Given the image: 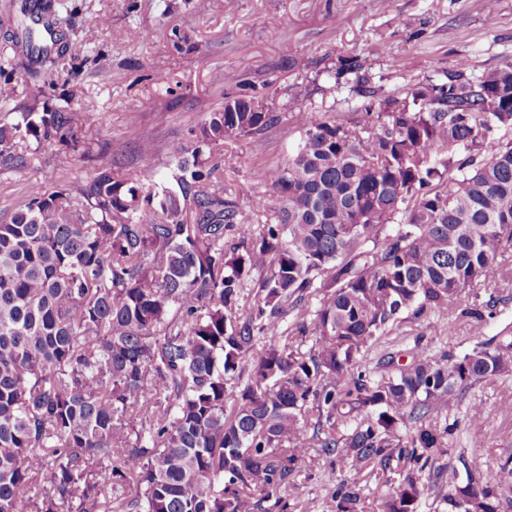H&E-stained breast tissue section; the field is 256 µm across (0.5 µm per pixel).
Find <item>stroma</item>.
<instances>
[{"mask_svg":"<svg viewBox=\"0 0 512 512\" xmlns=\"http://www.w3.org/2000/svg\"><path fill=\"white\" fill-rule=\"evenodd\" d=\"M21 5L22 0H0V65L35 72L17 103L54 77L57 99H71L80 108L86 135L110 143L123 162H136L142 140L154 142L152 161L140 166L148 186L167 178L169 141L238 84L252 85L278 108L300 107L318 117L359 105L356 95L326 74L337 57L349 53L360 55L372 83L387 90L436 75L463 57L477 74L512 63V0H497L491 14L483 0H57L54 29L67 54L51 74L27 51ZM101 15L110 17V25H96ZM134 27L144 31L142 40L126 39ZM378 44L402 57L404 68L393 69L388 56L373 54ZM301 137L286 120L263 134L225 142L217 153L225 187L244 204L265 192ZM90 172L79 155L48 145L27 169H0V223L21 208L31 182L58 190ZM497 264L494 276L465 289L448 309L404 316L365 355L363 369L374 370L383 353L417 342L436 356L470 351L476 339L460 311L475 298L494 304L486 335L512 327V248ZM442 321L451 324V332L439 331ZM475 402L482 404L486 421L480 428L461 423L453 446L494 480L499 461L512 456V374L474 385L462 403ZM338 479L328 459L310 454L285 493L288 512H332Z\"/></svg>","mask_w":512,"mask_h":512,"instance_id":"35a3bbf8","label":"stroma"}]
</instances>
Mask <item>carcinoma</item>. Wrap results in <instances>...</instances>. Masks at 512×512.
Here are the masks:
<instances>
[{
  "instance_id": "carcinoma-1",
  "label": "carcinoma",
  "mask_w": 512,
  "mask_h": 512,
  "mask_svg": "<svg viewBox=\"0 0 512 512\" xmlns=\"http://www.w3.org/2000/svg\"><path fill=\"white\" fill-rule=\"evenodd\" d=\"M52 10L21 5L50 33ZM25 31L30 54L66 55ZM363 70L353 55L326 70L357 113L292 110L303 141L250 200L272 224L245 222L214 157L282 122L255 90L225 91L170 142L157 190L104 160L112 147L94 150L68 104L0 120L1 168L26 169L44 143L94 162L71 189L30 185L0 223V512H285L311 448L342 476L334 512H358L356 465L388 488L378 512H417L444 454L448 512H509L512 457L462 490L467 458L443 442L466 391L512 372V329L484 337L490 303L461 310L478 338L464 354L417 343L372 374L359 359L403 314L490 277L512 245V142L490 140L512 130V64L476 74L461 58L393 91ZM29 75L11 72L0 99ZM115 488L129 494L114 511Z\"/></svg>"
}]
</instances>
